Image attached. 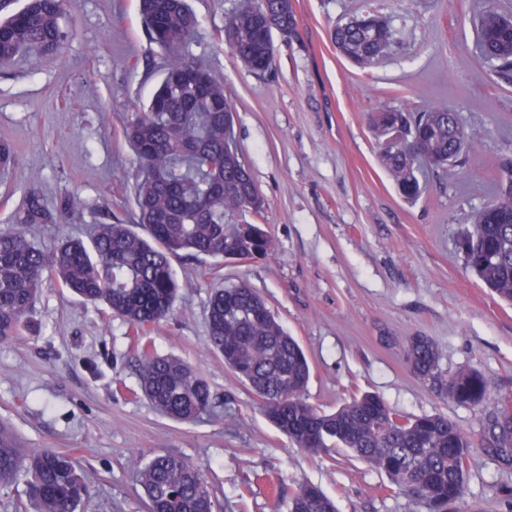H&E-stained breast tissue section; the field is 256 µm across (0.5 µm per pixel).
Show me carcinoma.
<instances>
[{
  "instance_id": "1",
  "label": "carcinoma",
  "mask_w": 512,
  "mask_h": 512,
  "mask_svg": "<svg viewBox=\"0 0 512 512\" xmlns=\"http://www.w3.org/2000/svg\"><path fill=\"white\" fill-rule=\"evenodd\" d=\"M150 43L166 55L165 76L148 105L133 114L124 136L136 156L134 209L128 223L99 224L90 241L63 240L50 252L31 238L32 224H57L74 212L69 200L46 209L36 186L0 228V342L16 338L28 322L46 272L61 286L91 302H103L134 331L169 317L183 288L171 260L181 255L224 259L240 250L250 260L274 249L268 232L256 240L239 236L235 215L259 214L264 203L249 167L239 155L231 103L224 83L185 45L198 25L187 0H139ZM67 0H26L0 18V64L26 56L32 65L57 53L74 37L62 24ZM281 36L295 27L292 0H243L224 28L235 57L254 74L266 75L274 60L272 25ZM475 54L499 79L512 84V16L501 0H483L475 20ZM336 52L366 66L388 52L395 29L374 13L339 22L333 29ZM381 162L399 193L419 197L425 185L418 173L462 163L469 144L456 112L434 106L422 112L390 107L369 115ZM401 123L404 140L391 142ZM468 269L502 301L512 304V162L499 161L493 200L461 239ZM208 344L224 364L262 400L269 420L313 456L343 448L384 473L394 490L412 497L427 512H453L465 494L471 460L469 436L445 415L413 419L379 396L354 395L334 413L318 411L302 398L309 361L296 339L245 282L212 291ZM142 394L163 415L193 422L212 408L208 382L188 362L137 344ZM407 361L420 380L463 405L487 400L483 375L473 369L447 376L439 370L437 345L414 336ZM488 451L512 464V413L496 410L490 419ZM151 512H215V499L200 471L184 458L163 453L135 466ZM25 474L37 512H77L90 485L73 461L49 449L19 447L0 427V487ZM289 512H336L318 487L302 484L289 500Z\"/></svg>"
}]
</instances>
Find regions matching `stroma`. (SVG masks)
<instances>
[{
	"instance_id": "obj_1",
	"label": "stroma",
	"mask_w": 512,
	"mask_h": 512,
	"mask_svg": "<svg viewBox=\"0 0 512 512\" xmlns=\"http://www.w3.org/2000/svg\"><path fill=\"white\" fill-rule=\"evenodd\" d=\"M199 25L187 45L223 79L240 152L265 201L256 219L275 247L261 261L174 259L190 279L171 316L146 328L157 351L207 380L212 412L174 421L137 393L129 331L106 306L44 278L28 329L0 343V423L26 448L71 455L91 482L78 512H147L133 459L169 452L203 469L216 512H288L300 484L331 497L337 512H423L389 490L384 474L333 450L318 458L265 417L260 399L205 343L213 286L247 280L311 364L304 397L335 411L369 392L409 418L447 415L469 435L472 457L457 512H512V466L487 452L494 401L512 400V306L467 269L458 247L492 201L500 154L512 153V85L465 52L482 0H293L297 24L275 40V66L247 70L224 42L236 0H189ZM376 9L401 40L360 68L331 41L337 22ZM77 36L38 68L0 66V141L15 163L0 174V225L38 179L48 208L74 200L73 219L32 237L42 248L87 239L95 225L126 220L137 164L122 126L165 72L137 0H72ZM448 106L473 143L463 167L430 178L418 201L398 193L378 160L367 115L382 106ZM431 337L441 370L482 373L491 403L441 396L405 360L410 337Z\"/></svg>"
}]
</instances>
